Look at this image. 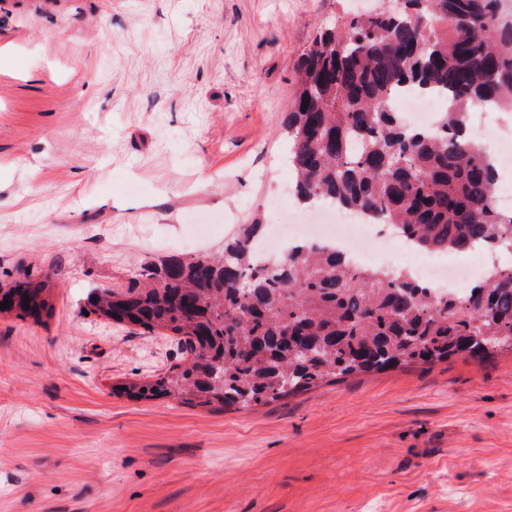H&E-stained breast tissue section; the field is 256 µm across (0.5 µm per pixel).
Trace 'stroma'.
Listing matches in <instances>:
<instances>
[{"label": "stroma", "instance_id": "obj_1", "mask_svg": "<svg viewBox=\"0 0 512 512\" xmlns=\"http://www.w3.org/2000/svg\"><path fill=\"white\" fill-rule=\"evenodd\" d=\"M370 0H0V512H512V353L251 409L135 401L164 336L85 311L149 259L288 220L283 121L319 29ZM14 280L13 288H10L11 284L0 286V288H10L0 293V302L10 301L9 308H0V313L15 312L18 317H38L42 311L49 314L52 305L49 302L51 286L47 276L34 275L29 270H25L22 277ZM26 298H29V302H26ZM23 302L29 305L28 309L23 307Z\"/></svg>", "mask_w": 512, "mask_h": 512}]
</instances>
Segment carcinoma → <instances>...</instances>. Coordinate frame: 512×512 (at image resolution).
<instances>
[{
  "label": "carcinoma",
  "mask_w": 512,
  "mask_h": 512,
  "mask_svg": "<svg viewBox=\"0 0 512 512\" xmlns=\"http://www.w3.org/2000/svg\"><path fill=\"white\" fill-rule=\"evenodd\" d=\"M299 73L283 125L298 203L328 199L376 216L426 253L484 246L512 256V210L494 203L498 169L466 127L475 109L512 112V22L500 0L345 12L303 53ZM402 87L443 98L435 128H411L388 108ZM262 232L243 224L219 255L149 261L125 289L88 291L91 312L168 336L180 351L116 392L246 409L360 374L512 351V265L461 296H435L406 271L356 269L348 253L304 241L259 267ZM50 289L26 270L0 293L10 301L0 313H48Z\"/></svg>",
  "instance_id": "cac0c4a2"
}]
</instances>
